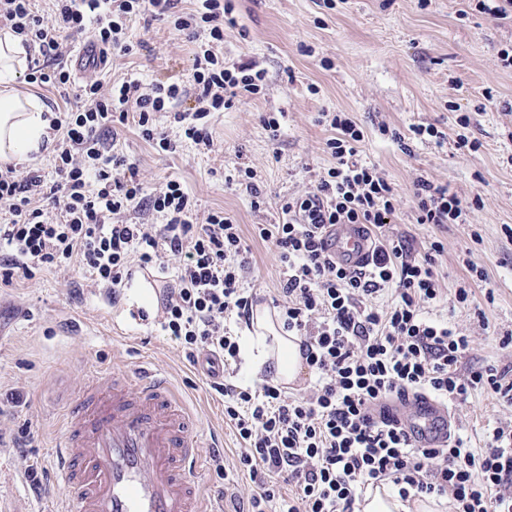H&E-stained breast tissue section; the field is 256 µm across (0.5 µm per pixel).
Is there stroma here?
Masks as SVG:
<instances>
[{
    "label": "stroma",
    "instance_id": "obj_1",
    "mask_svg": "<svg viewBox=\"0 0 512 512\" xmlns=\"http://www.w3.org/2000/svg\"><path fill=\"white\" fill-rule=\"evenodd\" d=\"M335 3L329 9L323 0H233L237 25L224 31V59L265 69L263 94L212 115L211 152L189 142L158 151L131 123L117 125L115 148L136 163L149 188L180 181L199 216L217 210L232 216L251 248L249 285L270 303L279 296L281 268L253 227L276 223L281 200L307 191L332 165L324 150L332 130L321 113H350L365 132L363 160L377 166L398 200L383 235L408 237L419 253L432 240L443 244L435 259L442 297L434 312L474 336L462 368L510 363L512 346L502 338L512 333V237L504 232L512 226V67L501 64L498 52L512 46V20L479 12L476 0ZM130 34L145 49L114 60L105 81L134 75L149 85L190 75L194 45L170 23L139 18ZM280 111L285 117L274 142L261 117ZM418 124L444 131V143L414 139L409 128ZM384 126L401 141L382 135ZM462 133L479 141L478 151L458 148ZM240 161L256 173L261 208H252L245 187L224 183L225 171ZM420 174L472 202L469 223H415L413 180ZM470 261L485 281L472 280ZM461 285L472 290L464 304L455 298ZM109 302L75 266L0 286V512H57L63 505L57 487L38 495L28 482V466L46 467L59 430L47 400L66 403L94 371L132 370L142 360L171 377L199 420L201 444L221 440L224 464L234 470L240 445L224 421L222 399L205 389L155 320L110 324ZM15 393L21 406L11 401ZM452 412L457 435L477 453L491 429L512 423V404L486 392ZM26 430L31 441L14 447Z\"/></svg>",
    "mask_w": 512,
    "mask_h": 512
}]
</instances>
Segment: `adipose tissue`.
I'll return each instance as SVG.
<instances>
[{
	"mask_svg": "<svg viewBox=\"0 0 512 512\" xmlns=\"http://www.w3.org/2000/svg\"><path fill=\"white\" fill-rule=\"evenodd\" d=\"M29 54L22 39L10 30H0V164L19 163L41 155L53 141L51 113L36 96L18 90L19 77L27 68ZM241 355L253 375L273 364L279 383L296 382L305 369L297 337L288 335L281 321L269 313L253 315L251 330L245 331ZM442 498L420 495L402 501L389 486L366 489L356 512H439Z\"/></svg>",
	"mask_w": 512,
	"mask_h": 512,
	"instance_id": "ef3b65f1",
	"label": "adipose tissue"
}]
</instances>
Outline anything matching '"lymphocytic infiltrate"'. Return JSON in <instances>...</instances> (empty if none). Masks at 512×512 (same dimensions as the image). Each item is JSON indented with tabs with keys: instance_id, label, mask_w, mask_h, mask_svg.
<instances>
[{
	"instance_id": "lymphocytic-infiltrate-1",
	"label": "lymphocytic infiltrate",
	"mask_w": 512,
	"mask_h": 512,
	"mask_svg": "<svg viewBox=\"0 0 512 512\" xmlns=\"http://www.w3.org/2000/svg\"><path fill=\"white\" fill-rule=\"evenodd\" d=\"M49 14L35 0H0V26L38 48L29 82L49 83L71 94L73 107L54 120L61 136L54 172H0V283L32 277L34 269L78 265L91 281L120 298L134 269L174 271L160 327L182 358L221 362L224 376L203 385L224 400V419L242 444L236 468L243 484L236 512H354L361 493L391 483L401 497L410 491L449 497L453 512H512V427H495L486 448L474 453L463 439L443 448L414 447L401 428L371 416V408L426 393L465 404L475 393L493 392L512 402V365H488L461 374L474 349L472 337L432 317L440 298L434 269L440 242L416 257L404 236L379 238L370 261L348 269L337 264L323 236L338 224H360L375 234L396 212L388 181L360 157L364 132L345 112L325 118L334 137L325 150L334 163L312 189L283 199L275 224H259L282 268L279 315L288 334L299 337L315 377L308 391L288 394L272 377L243 385L239 336L257 296L246 281L254 271L239 224L224 212L198 219L196 204L176 180L146 192L139 169L101 133L134 121L141 137L175 151L177 139L156 124L170 114L178 139L211 150L207 119L261 95L264 70L225 65L217 53L232 24L231 0H51ZM170 20L195 42L190 83L178 80L143 89L129 78L104 85L78 82L63 64L67 41L88 35L103 60L132 55L133 18ZM194 97L193 111L181 110ZM415 221L440 227L468 223L472 206L448 187L418 177ZM57 212L47 221L46 209ZM159 215L156 224L127 218L135 210ZM393 291L389 305L381 293Z\"/></svg>"
}]
</instances>
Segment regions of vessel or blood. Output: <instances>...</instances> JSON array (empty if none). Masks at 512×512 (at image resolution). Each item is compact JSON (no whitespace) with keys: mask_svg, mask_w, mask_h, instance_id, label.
Masks as SVG:
<instances>
[{"mask_svg":"<svg viewBox=\"0 0 512 512\" xmlns=\"http://www.w3.org/2000/svg\"><path fill=\"white\" fill-rule=\"evenodd\" d=\"M100 57L88 39L71 63L81 73ZM327 239L346 267L364 266L373 251L372 236L357 224L333 226ZM382 416L418 448L445 446L454 430L447 404L427 395L391 402ZM193 433L190 411L167 375L148 365L135 375L95 373L63 410L49 459L67 512H219L203 487L206 456Z\"/></svg>","mask_w":512,"mask_h":512,"instance_id":"1","label":"vessel or blood"}]
</instances>
